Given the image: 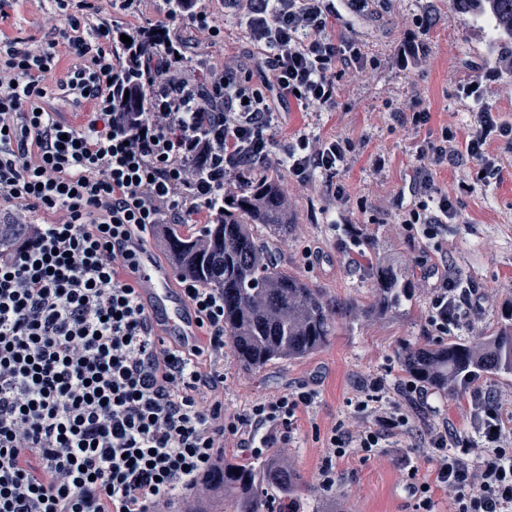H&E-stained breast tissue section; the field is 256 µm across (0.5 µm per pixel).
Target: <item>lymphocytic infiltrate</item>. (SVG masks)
Instances as JSON below:
<instances>
[{"instance_id": "1", "label": "lymphocytic infiltrate", "mask_w": 512, "mask_h": 512, "mask_svg": "<svg viewBox=\"0 0 512 512\" xmlns=\"http://www.w3.org/2000/svg\"><path fill=\"white\" fill-rule=\"evenodd\" d=\"M63 23L34 48L0 40V512H177L179 488L224 460L225 448L263 457L288 444L314 392L295 390L224 410V293L178 274L205 343L158 341L131 274L138 254L175 225L219 224L224 202L245 188L255 162L271 158L281 108L334 106L336 83L376 66L357 38L340 30L336 0H231L265 67L253 79L232 56L215 67L209 48L224 29L205 0H165L163 21L121 27L98 21L95 0H53ZM174 23L208 46L185 66L181 44L163 62L141 52V37ZM125 45V62L116 59ZM72 57L65 80L46 82L58 48ZM481 67L459 85L478 103ZM151 94L147 109L135 102ZM89 107L85 123L64 109ZM512 123L480 107L467 133L442 129L416 146L415 205L397 231L436 235L459 220L462 195L502 178ZM356 147L347 138L302 133L284 145L289 183L334 177ZM467 165L456 195L432 172ZM429 323L448 333L476 322L474 287L455 271L437 273ZM483 455L449 452L455 430L428 432L435 481H410L415 512H432V486L448 490L454 512H512V432L496 401L476 395ZM357 431L331 427L320 483H335L333 459H369L406 415L379 411Z\"/></svg>"}]
</instances>
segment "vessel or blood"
Segmentation results:
<instances>
[{
    "label": "vessel or blood",
    "mask_w": 512,
    "mask_h": 512,
    "mask_svg": "<svg viewBox=\"0 0 512 512\" xmlns=\"http://www.w3.org/2000/svg\"><path fill=\"white\" fill-rule=\"evenodd\" d=\"M173 263H158L153 249L140 253L133 279L139 296L156 326L159 339L171 343L196 344L201 329L187 301L170 288Z\"/></svg>",
    "instance_id": "obj_1"
}]
</instances>
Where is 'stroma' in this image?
Returning a JSON list of instances; mask_svg holds the SVG:
<instances>
[{
  "mask_svg": "<svg viewBox=\"0 0 512 512\" xmlns=\"http://www.w3.org/2000/svg\"><path fill=\"white\" fill-rule=\"evenodd\" d=\"M206 7L224 27L223 44L212 50L215 63L223 64L230 53L239 56L244 70L255 72L253 47L233 10L225 8L224 0H207ZM48 9L47 0H6L0 7V37H22L39 47L53 26ZM426 11L436 17L434 26L411 25L414 15ZM353 26L378 66L341 81L335 108L283 111L274 130L275 140L282 144L304 131L352 139L356 156L335 177L344 185L347 199L337 204L322 176L306 187H288L294 225L281 246V258L290 271L338 300L368 301L372 281L351 241L355 230L373 243L376 257L411 282L413 298L393 318L345 323L322 349L260 371L241 368L232 353H225L219 364L224 371V408L235 413L253 401L300 387L315 391V402L287 448L305 484L314 487L325 455L326 429L341 419L354 429L365 424L367 414L355 411L354 403L366 381L383 378L384 401L407 412L412 429L390 438L370 460L354 455L338 459L336 483L329 494L344 512H413L406 489L408 469H416L420 480L434 479V463L424 441L428 428L449 419L458 435L469 441L471 458L477 459L482 449L471 415V393L491 396L506 421L512 422V375L479 379L471 384L470 394L459 399L429 394L421 408L403 391L406 380L397 355L402 343L424 344L434 338L428 321L433 290L423 283L433 266H451L488 296L480 321L452 329L451 338L483 339L512 312V155L503 158L501 182L476 186L463 196L460 222L442 229L438 243L405 240L392 229L398 218L393 202L407 204L413 199L415 145L421 136L398 125L393 114L418 97L433 114L434 132L445 125L466 128L480 105L512 120V73L494 67L493 46L484 25L471 15L452 11L450 0H388L385 7L354 18ZM404 38L424 47L426 60L421 67L406 70L398 64L395 50ZM476 63L487 73L478 105L458 96L459 84ZM377 154L388 161L379 174L369 165L370 157ZM361 200L367 201V210H359ZM336 215L342 217V224H333Z\"/></svg>",
  "mask_w": 512,
  "mask_h": 512,
  "instance_id": "1",
  "label": "stroma"
}]
</instances>
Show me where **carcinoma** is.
Returning a JSON list of instances; mask_svg holds the SVG:
<instances>
[{
  "label": "carcinoma",
  "instance_id": "1",
  "mask_svg": "<svg viewBox=\"0 0 512 512\" xmlns=\"http://www.w3.org/2000/svg\"><path fill=\"white\" fill-rule=\"evenodd\" d=\"M451 10L492 22L493 40L507 47L495 63L512 68V0H451ZM244 192L224 203V222L207 224L194 238L175 233L169 250L181 257L182 272L224 291V333L237 364L261 370L305 357L336 335L339 323L356 314L381 317L400 310L412 285L378 260L371 268L372 301L363 306L341 303L297 273L288 271L279 245L291 229L282 196L284 169L268 174L266 164ZM403 371L413 382L443 397H455L483 376L512 374V326L480 342L459 340L398 351ZM222 491L210 500V512H264L270 502L282 505L298 496L299 475L280 451L244 465L224 459V467L206 479Z\"/></svg>",
  "mask_w": 512,
  "mask_h": 512
}]
</instances>
